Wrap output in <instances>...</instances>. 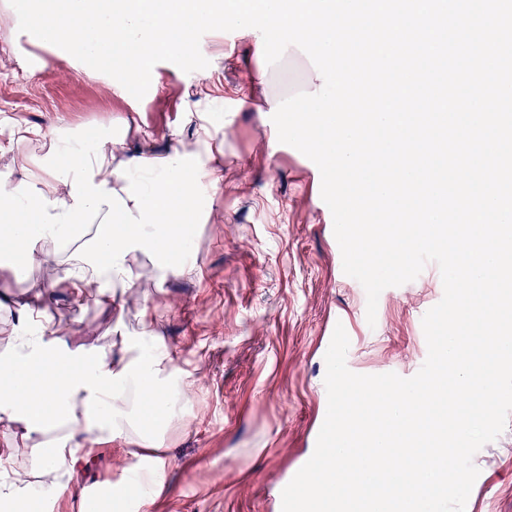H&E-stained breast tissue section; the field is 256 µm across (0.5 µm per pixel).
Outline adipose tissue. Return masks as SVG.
<instances>
[{"label":"adipose tissue","mask_w":512,"mask_h":512,"mask_svg":"<svg viewBox=\"0 0 512 512\" xmlns=\"http://www.w3.org/2000/svg\"><path fill=\"white\" fill-rule=\"evenodd\" d=\"M200 144L169 139L162 157L147 139L131 149L123 134L97 137L88 149L62 135L37 144L17 128L0 146V256L21 255L27 269L54 263L42 297L63 283L75 297L92 288L100 303H115L129 256L182 249L181 225L198 218L194 183L223 180V151ZM39 315L25 307L0 360V415L23 426L46 475L29 482L14 471L13 453L0 455V503L11 512L65 489L80 448L131 434L151 442L147 422L167 426L173 413L169 352L72 351Z\"/></svg>","instance_id":"ef3b65f1"}]
</instances>
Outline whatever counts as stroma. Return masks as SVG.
<instances>
[{
  "mask_svg": "<svg viewBox=\"0 0 512 512\" xmlns=\"http://www.w3.org/2000/svg\"><path fill=\"white\" fill-rule=\"evenodd\" d=\"M7 5L0 0V144L20 125L45 137L60 128L114 127L133 144L150 136L162 152L174 133L196 143L205 124L224 148L223 181L200 188L209 218L191 236L195 278L159 272L156 258L139 253L128 261L122 307L102 306L92 289L72 303L62 285L46 300L70 346L149 342L174 355L188 386L154 447L130 435L85 448L73 487L41 499L36 512H83L87 486L119 483L141 458L161 467L139 512H277L273 482L301 465L321 420L329 321L339 314L348 321L352 372L413 376L428 352L422 318L443 296L438 265L386 288L368 323L363 286L339 267L317 171L295 148L273 152L274 135L256 110L263 97L281 95L287 67L310 72L305 52L271 66L253 36L211 31L200 42L205 72L158 63L138 100L19 31ZM28 63L37 64L35 74L26 73ZM52 273L49 265L23 274L0 265V289L10 297L0 309V347L10 340L15 305ZM146 315L156 324L151 337ZM473 463L489 479L474 484L471 512H512V421Z\"/></svg>",
  "mask_w": 512,
  "mask_h": 512,
  "instance_id": "obj_1",
  "label": "stroma"
}]
</instances>
